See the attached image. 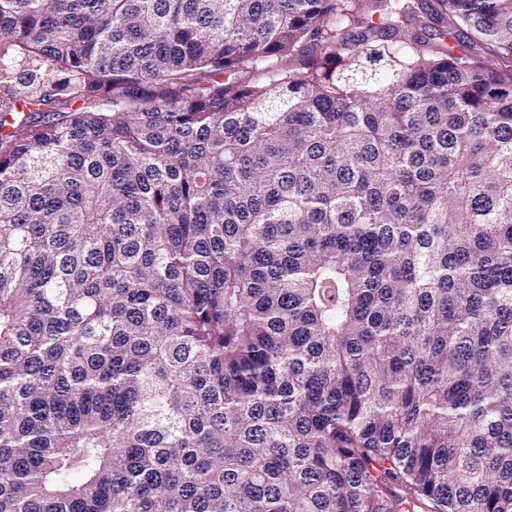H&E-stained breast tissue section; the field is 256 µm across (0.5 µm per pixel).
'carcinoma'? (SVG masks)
Instances as JSON below:
<instances>
[{
	"label": "carcinoma",
	"mask_w": 512,
	"mask_h": 512,
	"mask_svg": "<svg viewBox=\"0 0 512 512\" xmlns=\"http://www.w3.org/2000/svg\"><path fill=\"white\" fill-rule=\"evenodd\" d=\"M0 512H512V0H0Z\"/></svg>",
	"instance_id": "1"
}]
</instances>
